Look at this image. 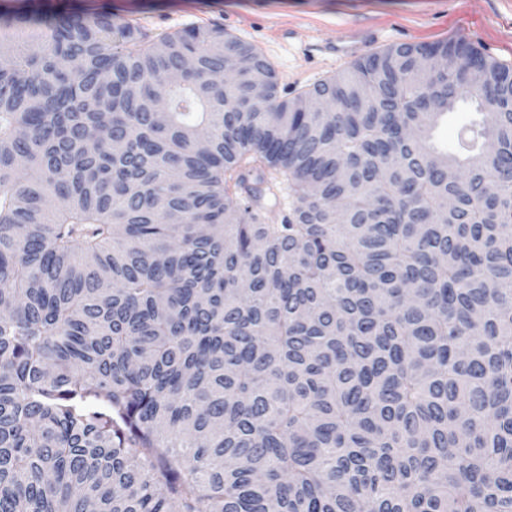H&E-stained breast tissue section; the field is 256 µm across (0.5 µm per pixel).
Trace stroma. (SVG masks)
<instances>
[{
	"label": "stroma",
	"instance_id": "stroma-1",
	"mask_svg": "<svg viewBox=\"0 0 512 512\" xmlns=\"http://www.w3.org/2000/svg\"><path fill=\"white\" fill-rule=\"evenodd\" d=\"M65 6L107 9L155 34L224 30L264 55L288 97L401 43L462 38L512 67V0H0V13Z\"/></svg>",
	"mask_w": 512,
	"mask_h": 512
}]
</instances>
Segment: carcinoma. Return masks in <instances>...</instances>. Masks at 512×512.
I'll return each mask as SVG.
<instances>
[{"instance_id": "carcinoma-1", "label": "carcinoma", "mask_w": 512, "mask_h": 512, "mask_svg": "<svg viewBox=\"0 0 512 512\" xmlns=\"http://www.w3.org/2000/svg\"><path fill=\"white\" fill-rule=\"evenodd\" d=\"M10 22L0 512H512L511 68L403 43L282 99L222 29ZM478 118V114L474 112L469 102L460 103L458 109L448 114V117L439 125L436 131L437 143L448 148V150H455L464 128Z\"/></svg>"}]
</instances>
